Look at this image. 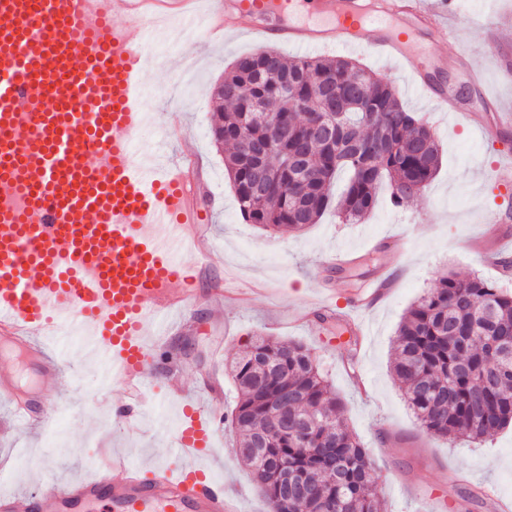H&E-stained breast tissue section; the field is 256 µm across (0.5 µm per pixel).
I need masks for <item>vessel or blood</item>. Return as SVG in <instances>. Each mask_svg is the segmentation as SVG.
Wrapping results in <instances>:
<instances>
[{"instance_id":"1","label":"vessel or blood","mask_w":512,"mask_h":512,"mask_svg":"<svg viewBox=\"0 0 512 512\" xmlns=\"http://www.w3.org/2000/svg\"><path fill=\"white\" fill-rule=\"evenodd\" d=\"M197 2L0 0V338L56 387L64 373L50 341L67 329L87 333L103 381L124 387L112 421L127 428L147 381L166 370L167 345L148 341L146 324L198 293L180 252L208 251L186 187L193 157L159 151L143 161L135 148L146 122L144 42L159 20L193 18ZM453 9V0H209L204 27L219 38L238 23L263 48L308 51L367 33L376 56L404 60L415 32ZM412 73L438 111L467 113L420 67ZM394 286L378 275L365 303L376 306ZM0 395L14 399L26 425L53 420L61 403L18 398L6 375ZM211 397L175 432L185 454L224 425L219 392ZM96 503L106 512H238L222 484L194 469L160 467L147 479L119 453L90 477L56 485L52 506L1 494L0 512H88Z\"/></svg>"}]
</instances>
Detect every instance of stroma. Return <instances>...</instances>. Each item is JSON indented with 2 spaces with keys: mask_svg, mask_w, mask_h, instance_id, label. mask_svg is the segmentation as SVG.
<instances>
[{
  "mask_svg": "<svg viewBox=\"0 0 512 512\" xmlns=\"http://www.w3.org/2000/svg\"><path fill=\"white\" fill-rule=\"evenodd\" d=\"M452 26L449 33L415 34L411 54L421 69L448 88H462L466 81L455 58L462 51L475 53L484 85L470 91V98L486 96L512 107V58L481 52L490 41L512 51V0H459ZM257 49V42L241 32L215 43L199 30L188 48L168 49L164 65L147 76L144 110L149 117L138 136L140 143H154L170 109H179L184 132L169 142L168 151L174 157L197 155L200 164L190 175L196 193L216 199L203 205L206 220L200 226L215 258L189 253L185 262L196 267L201 289L213 293L228 286L238 290V297L215 306L195 303L185 312L190 330H170L169 346H187L188 353L177 377L161 374L148 385L133 433L114 425L108 412L122 402V388L112 384L108 397H100L101 378L86 348L76 334L65 333L58 342L69 372L61 388L65 400L45 429L18 424L10 401L0 396V493L32 491L50 500L56 482L90 475L105 448L123 453L145 471L160 462L180 467L182 457L171 436L185 419L186 404L206 399L195 386L197 375L211 373L223 389L225 409H232L229 363L258 332L302 343L314 354L344 405L351 431L375 461V493L388 512H496L486 499L471 494L492 485L512 500V428L477 444L426 436L393 378L392 362L406 310L440 276H479L512 290V279L501 280L471 246L488 232L490 213L512 209V189L499 188L493 179L496 162L512 156V128L498 138H484L473 119L434 111L406 64L374 58L364 42L330 49V56L357 60L391 81L404 107L428 119L440 144L441 166L427 192L405 207H393L387 189H379L376 210L363 223L344 224L329 213L299 232H266L242 218L224 154L210 136L214 87L228 64ZM339 250L356 253L359 264L330 266L328 257ZM382 270L394 273L397 287L386 302L361 311L367 329L357 351H350L323 328L317 300L323 290H338L335 310L347 314L363 294L362 283ZM232 444V434L220 431L198 465L223 482L239 512H267L264 494Z\"/></svg>",
  "mask_w": 512,
  "mask_h": 512,
  "instance_id": "stroma-1",
  "label": "stroma"
}]
</instances>
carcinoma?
<instances>
[{
	"label": "carcinoma",
	"mask_w": 512,
	"mask_h": 512,
	"mask_svg": "<svg viewBox=\"0 0 512 512\" xmlns=\"http://www.w3.org/2000/svg\"><path fill=\"white\" fill-rule=\"evenodd\" d=\"M216 97L211 135L227 147L240 214L267 231L298 232L330 210L358 223L383 183L404 207L439 168L428 123L351 59L259 50L224 73ZM307 106L334 121L331 134L310 125ZM509 367L512 292L493 281L442 276L399 324L393 373L431 437L481 442L512 424ZM230 375L236 404L224 422L273 512H386L371 455L308 348L258 335Z\"/></svg>",
	"instance_id": "obj_1"
}]
</instances>
